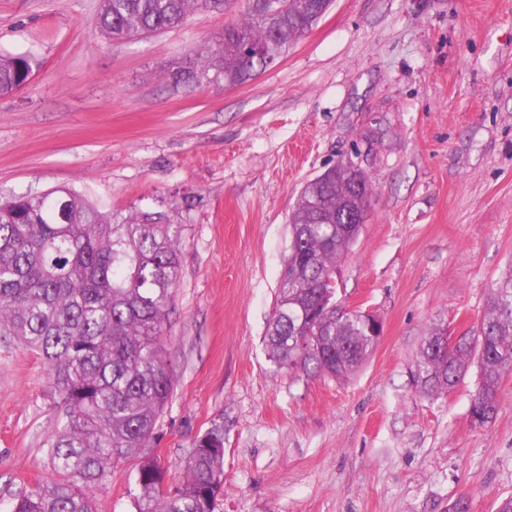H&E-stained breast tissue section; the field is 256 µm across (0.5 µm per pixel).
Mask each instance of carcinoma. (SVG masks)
<instances>
[{"label": "carcinoma", "instance_id": "obj_1", "mask_svg": "<svg viewBox=\"0 0 512 512\" xmlns=\"http://www.w3.org/2000/svg\"><path fill=\"white\" fill-rule=\"evenodd\" d=\"M332 0H256L224 29L218 50L172 74L198 83L214 70L236 85L275 61L328 10ZM232 0H100L107 38L160 32L194 11L224 12ZM34 61L0 58V95L27 83ZM367 174L354 184L342 165L302 188L289 215L291 240L275 310L264 336L280 369L349 378L379 338L360 317L336 309V269L359 230L343 224L349 201L368 205ZM180 268V226L160 212L112 217L80 195L57 189L0 205V338L35 353L57 411L46 440L56 478L23 490L12 512H95L90 489L135 457V512H215L224 484V429L214 426L189 452L183 480L165 486L155 453L157 426L173 395L165 359L168 310ZM425 337L416 388L439 398L477 365L470 417L482 427L497 413L512 372V270L493 289L480 334L433 351Z\"/></svg>", "mask_w": 512, "mask_h": 512}]
</instances>
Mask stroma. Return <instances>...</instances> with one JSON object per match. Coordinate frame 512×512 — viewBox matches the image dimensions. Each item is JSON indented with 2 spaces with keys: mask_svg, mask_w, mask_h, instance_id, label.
<instances>
[{
  "mask_svg": "<svg viewBox=\"0 0 512 512\" xmlns=\"http://www.w3.org/2000/svg\"><path fill=\"white\" fill-rule=\"evenodd\" d=\"M99 5L0 0V55L35 61L0 95V201L65 188L181 225L159 422L168 483L220 425L215 512H444L462 495L495 512L512 495V373L478 427L475 373L429 399L410 371L434 324L477 335L512 269V0H335L233 87L170 74L217 48L244 0L118 41ZM358 152L373 194L337 296L383 333L348 380L276 369L263 338L289 214L306 181ZM49 392L37 355L0 341V512L53 476ZM136 467L112 468L96 512H134Z\"/></svg>",
  "mask_w": 512,
  "mask_h": 512,
  "instance_id": "obj_1",
  "label": "stroma"
}]
</instances>
